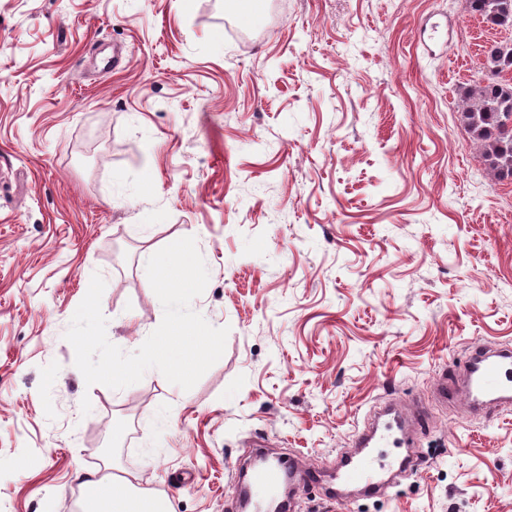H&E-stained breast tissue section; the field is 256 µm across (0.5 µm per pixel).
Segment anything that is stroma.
<instances>
[{"label": "stroma", "mask_w": 512, "mask_h": 512, "mask_svg": "<svg viewBox=\"0 0 512 512\" xmlns=\"http://www.w3.org/2000/svg\"><path fill=\"white\" fill-rule=\"evenodd\" d=\"M0 0V512H81L111 461L169 512H236L254 441L319 483L293 512H512V408L430 388L512 346V183L457 120L466 0ZM192 236L191 308L229 327L190 390L86 385L65 340L93 274L110 342L160 324L150 253ZM427 404L386 493L324 489L377 401Z\"/></svg>", "instance_id": "stroma-1"}]
</instances>
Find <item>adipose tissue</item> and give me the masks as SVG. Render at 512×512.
<instances>
[{"mask_svg":"<svg viewBox=\"0 0 512 512\" xmlns=\"http://www.w3.org/2000/svg\"><path fill=\"white\" fill-rule=\"evenodd\" d=\"M82 512H165L164 504L141 479L114 473L111 465L97 471H78Z\"/></svg>","mask_w":512,"mask_h":512,"instance_id":"1","label":"adipose tissue"}]
</instances>
